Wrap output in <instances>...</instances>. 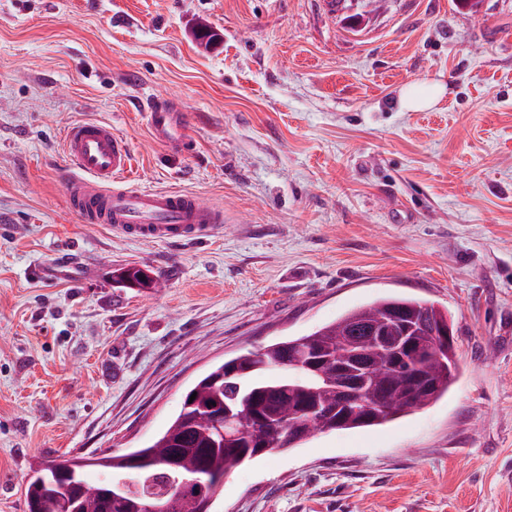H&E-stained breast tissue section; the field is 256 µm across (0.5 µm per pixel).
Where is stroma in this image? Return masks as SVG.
Instances as JSON below:
<instances>
[{"label": "stroma", "mask_w": 512, "mask_h": 512, "mask_svg": "<svg viewBox=\"0 0 512 512\" xmlns=\"http://www.w3.org/2000/svg\"><path fill=\"white\" fill-rule=\"evenodd\" d=\"M370 10L354 34L323 0H0V512L42 463L144 446L214 363L391 294L447 310L448 396L240 466L214 512H512V0ZM420 80L444 91L407 109ZM155 97L192 152L150 137ZM88 121L127 141L129 185L223 230L83 223L65 140Z\"/></svg>", "instance_id": "35a3bbf8"}]
</instances>
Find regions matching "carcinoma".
I'll return each instance as SVG.
<instances>
[{"instance_id":"obj_1","label":"carcinoma","mask_w":512,"mask_h":512,"mask_svg":"<svg viewBox=\"0 0 512 512\" xmlns=\"http://www.w3.org/2000/svg\"><path fill=\"white\" fill-rule=\"evenodd\" d=\"M369 323L389 328L391 335L407 331L421 341L452 328L448 312L433 303L387 296L347 311L334 322L294 338H286L214 365L184 394L180 409L159 436L130 452L104 456L100 477H88L79 459L49 463L34 471L25 487L27 512H139L148 501L164 512H200L220 494L224 476L273 450L297 447L316 433L381 426L405 417L448 395L458 373L456 345L441 353L446 366L435 370L423 389L414 388L412 368L405 361L392 366L395 355H381L386 383L374 390L377 405L369 410L324 415L311 430L300 417L313 399L333 409L336 392L317 367L311 381L293 380L288 367L304 350L333 357L339 340L364 341Z\"/></svg>"}]
</instances>
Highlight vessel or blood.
Segmentation results:
<instances>
[{
    "mask_svg": "<svg viewBox=\"0 0 512 512\" xmlns=\"http://www.w3.org/2000/svg\"><path fill=\"white\" fill-rule=\"evenodd\" d=\"M147 123L155 142L177 153L189 151L187 115L176 104L154 101ZM67 153L76 170L67 183V200L86 223L144 242H193L223 227V211L195 195L119 185L130 169V150L109 124L72 126Z\"/></svg>",
    "mask_w": 512,
    "mask_h": 512,
    "instance_id": "obj_1",
    "label": "vessel or blood"
}]
</instances>
